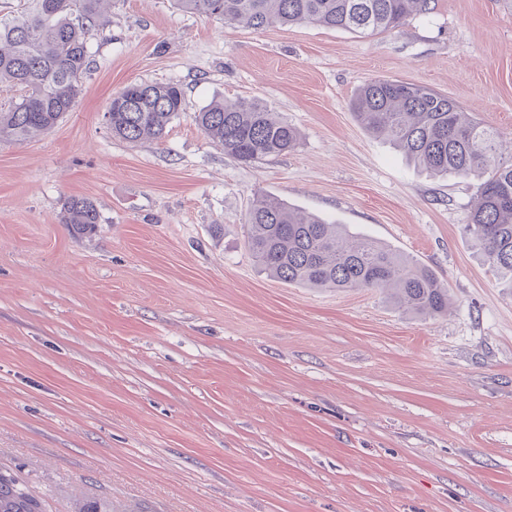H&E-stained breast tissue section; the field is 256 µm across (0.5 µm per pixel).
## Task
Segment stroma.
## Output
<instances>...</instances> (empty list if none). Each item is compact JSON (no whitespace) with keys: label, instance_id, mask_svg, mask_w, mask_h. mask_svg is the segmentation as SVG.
<instances>
[{"label":"stroma","instance_id":"35a3bbf8","mask_svg":"<svg viewBox=\"0 0 512 512\" xmlns=\"http://www.w3.org/2000/svg\"><path fill=\"white\" fill-rule=\"evenodd\" d=\"M433 5L364 36L110 0L72 111L0 141V467L46 512H512V287L463 231L478 182L428 177L349 107L369 79L424 85L512 147V6ZM135 83L184 91L162 140L112 135ZM253 98L296 150L242 164L194 121ZM259 192L427 266L447 313L267 277ZM71 197L95 235L62 224ZM61 221L70 224L77 235H92L97 232L99 215L88 199L71 197L64 204Z\"/></svg>","mask_w":512,"mask_h":512}]
</instances>
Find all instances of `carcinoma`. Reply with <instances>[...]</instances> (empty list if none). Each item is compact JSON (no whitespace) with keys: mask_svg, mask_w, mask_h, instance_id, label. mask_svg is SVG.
Instances as JSON below:
<instances>
[{"mask_svg":"<svg viewBox=\"0 0 512 512\" xmlns=\"http://www.w3.org/2000/svg\"><path fill=\"white\" fill-rule=\"evenodd\" d=\"M104 0H27L0 16V141L50 131L71 111L90 68L89 29ZM185 12L263 30L307 23L374 35L430 12L431 0H176ZM173 83L131 84L110 101L112 134L127 141L162 139L183 111ZM368 133L383 137L407 159L436 175L483 178L465 233L493 271L512 281V155L500 133L455 100L427 86L370 79L350 100ZM204 134L241 163L295 150L297 129L258 100L213 102L197 113ZM61 221L77 235L97 232L98 212L71 197ZM247 246L260 270L283 283L311 288L381 289L421 315L448 310V288L428 267L404 259L345 225L304 213L281 198L255 195L248 214ZM0 512H46L13 474L0 471Z\"/></svg>","mask_w":512,"mask_h":512,"instance_id":"1","label":"carcinoma"}]
</instances>
